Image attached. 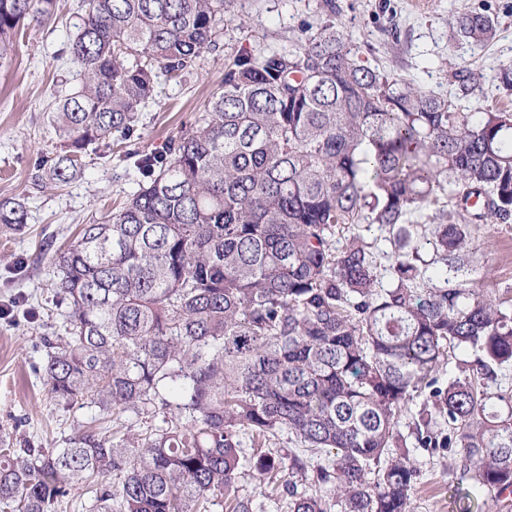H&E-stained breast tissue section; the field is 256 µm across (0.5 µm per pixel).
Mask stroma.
<instances>
[{
  "label": "stroma",
  "instance_id": "stroma-1",
  "mask_svg": "<svg viewBox=\"0 0 512 512\" xmlns=\"http://www.w3.org/2000/svg\"><path fill=\"white\" fill-rule=\"evenodd\" d=\"M336 21L368 65L451 98L466 112L511 108L499 79L512 60V0H336ZM249 17L244 30L222 34L219 47L205 53L193 75L175 82L159 78L157 96L139 113L141 145L162 149L202 112L224 62L243 48L295 44L303 28L322 21L320 0H239ZM477 11L494 18L497 36L487 46L457 37L448 27L453 14ZM78 0H57L53 19L30 24L7 58L0 59V197L26 196L28 222L18 233H0V440L45 448L64 447L75 429L97 416L92 405L65 408L45 391L37 367L47 336L61 332L53 301L58 248L81 225L104 221L140 178L133 155L100 149L82 159L80 173L61 187L34 186L44 157L61 151L48 123L58 93L79 83L65 56L68 39L82 24ZM398 28H390V19ZM479 72L477 83L461 87L454 72ZM466 271L449 273L453 284L480 288L512 299V221L472 224ZM400 421L417 468L416 512H453V455L418 448L412 437L414 411Z\"/></svg>",
  "mask_w": 512,
  "mask_h": 512
}]
</instances>
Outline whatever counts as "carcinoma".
I'll use <instances>...</instances> for the list:
<instances>
[{
    "label": "carcinoma",
    "mask_w": 512,
    "mask_h": 512,
    "mask_svg": "<svg viewBox=\"0 0 512 512\" xmlns=\"http://www.w3.org/2000/svg\"><path fill=\"white\" fill-rule=\"evenodd\" d=\"M237 4L79 0L80 85L49 115L62 153L34 185L63 186L89 146L132 140L159 76L191 74L221 24L248 26ZM55 9L0 0V58ZM323 11L294 48L224 64L190 128L138 151V189L57 250L63 332L45 339L42 384L99 417L65 448L0 447L1 510L57 512L81 484L90 512H208L215 495L225 512H255L248 474L288 512H413L399 422L426 388L448 429L419 411L418 447L453 451L472 481L456 512L483 490L512 492V392L488 385L512 366V309L435 283L421 254L451 266L468 225L512 218V112H464L361 63L336 0ZM448 27L480 44L497 33L478 12ZM27 216L25 199H0V232ZM362 224L393 236L386 288ZM455 350L471 360L443 386ZM283 433L301 447L288 481L271 448ZM248 442L263 452L247 456Z\"/></svg>",
    "instance_id": "cac0c4a2"
}]
</instances>
